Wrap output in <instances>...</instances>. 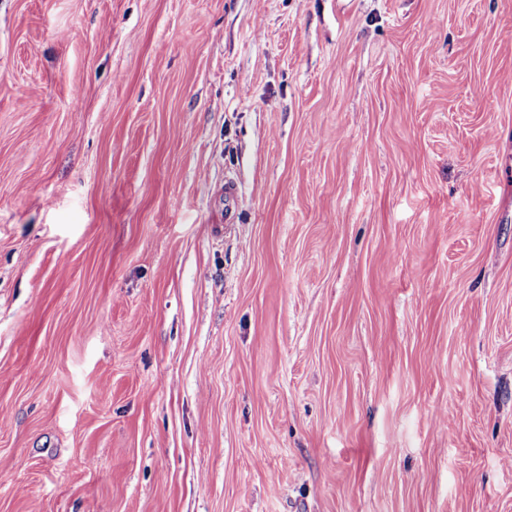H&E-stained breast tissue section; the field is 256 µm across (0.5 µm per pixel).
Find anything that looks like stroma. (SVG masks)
<instances>
[{"label": "stroma", "mask_w": 512, "mask_h": 512, "mask_svg": "<svg viewBox=\"0 0 512 512\" xmlns=\"http://www.w3.org/2000/svg\"><path fill=\"white\" fill-rule=\"evenodd\" d=\"M0 512H512V0H0Z\"/></svg>", "instance_id": "stroma-1"}]
</instances>
